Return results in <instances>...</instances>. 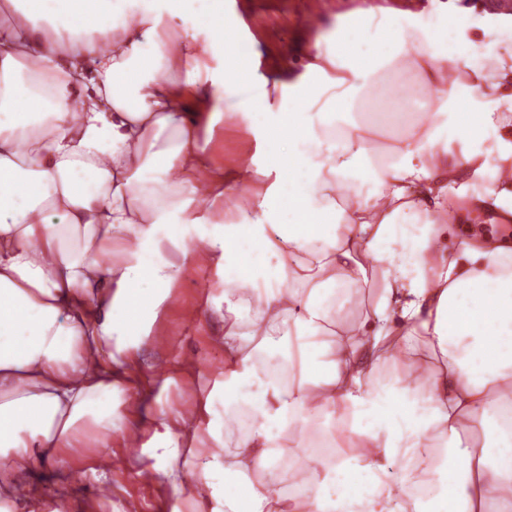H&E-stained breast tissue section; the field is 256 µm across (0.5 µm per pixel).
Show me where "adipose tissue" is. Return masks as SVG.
I'll return each instance as SVG.
<instances>
[{
  "mask_svg": "<svg viewBox=\"0 0 512 512\" xmlns=\"http://www.w3.org/2000/svg\"><path fill=\"white\" fill-rule=\"evenodd\" d=\"M0 0V512H34L35 460L138 438L115 419L191 256L224 262L221 406L180 471L182 414L152 419L179 498L210 512H512V249L449 254L448 194L512 216V52L450 0L336 19L293 78L215 80L161 0L132 19L85 0ZM47 26L34 17L44 7ZM434 89L412 121L388 90ZM41 90L17 111V76ZM246 93L250 162L218 169L201 129ZM173 143L159 145L163 133ZM247 202L228 219L235 183ZM381 288L356 316L346 307ZM279 365H272V358ZM403 368L398 384L381 369ZM296 431V477L273 461Z\"/></svg>",
  "mask_w": 512,
  "mask_h": 512,
  "instance_id": "obj_1",
  "label": "adipose tissue"
}]
</instances>
